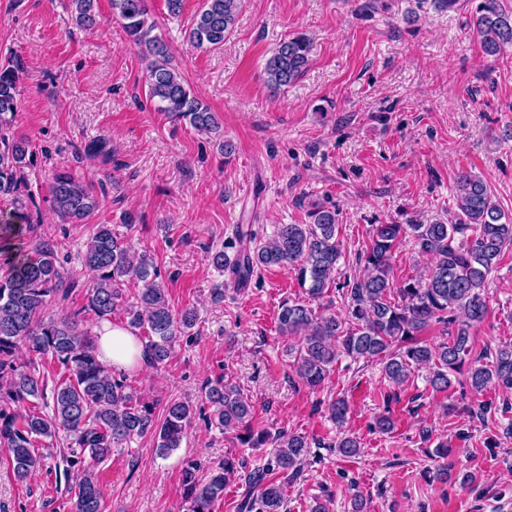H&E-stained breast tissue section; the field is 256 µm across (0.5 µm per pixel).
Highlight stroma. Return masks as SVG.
<instances>
[{
	"instance_id": "35a3bbf8",
	"label": "stroma",
	"mask_w": 512,
	"mask_h": 512,
	"mask_svg": "<svg viewBox=\"0 0 512 512\" xmlns=\"http://www.w3.org/2000/svg\"><path fill=\"white\" fill-rule=\"evenodd\" d=\"M479 2L438 11L427 0H243L223 46L198 48L187 32L201 0H185L177 18L164 0H148L183 78L220 123L214 137L148 100L146 62L113 19L111 0H97L101 23L92 29L72 24L70 0H0V62L18 56L25 66L13 131L34 152L25 177L39 212L35 238L57 242L59 262L83 282L90 276L80 255L95 225H111L152 259L174 311L192 308L198 319L165 364L125 372L126 384L158 406L177 399L200 410L203 384L222 376L251 401L254 428L307 436L315 459L288 485L290 512L326 497L330 512H351L357 493L367 512H512V390L476 395L461 373L435 392L429 364L396 387L380 365L342 357L324 389L310 391L278 330L281 302L305 297L294 267L261 268L241 287L212 263L216 251L237 246L236 227L264 241L277 225L308 223L319 203L338 212L336 278L354 277L372 225L448 215L466 171L480 174L512 217V48L483 53L470 24ZM297 34L313 44L311 64L271 89L265 62ZM93 142L105 150L90 157ZM59 168L99 198L85 223H59L49 206ZM431 263L406 237L392 252L391 278L401 284ZM216 287L223 300H214ZM470 341L473 355L487 358L512 342V250L488 277L487 315ZM337 395L351 409L341 428L328 412ZM481 403L488 410L479 415ZM387 407L395 428L375 431ZM343 432L357 437L359 457L328 449ZM446 439L453 477L442 483L428 473ZM230 455L254 468L270 451L199 416L169 457L156 454L152 436L135 438L96 469L106 512H183L184 460L205 477ZM58 464L49 459L20 483L0 454V512H69ZM465 473L477 483L461 485Z\"/></svg>"
}]
</instances>
